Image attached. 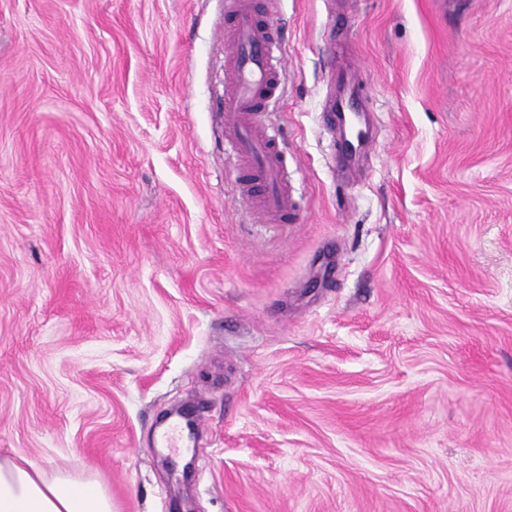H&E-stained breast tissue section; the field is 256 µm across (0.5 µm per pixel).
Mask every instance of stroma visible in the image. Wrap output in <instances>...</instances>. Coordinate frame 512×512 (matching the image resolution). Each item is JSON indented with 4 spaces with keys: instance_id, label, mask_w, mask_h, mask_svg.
<instances>
[{
    "instance_id": "obj_1",
    "label": "stroma",
    "mask_w": 512,
    "mask_h": 512,
    "mask_svg": "<svg viewBox=\"0 0 512 512\" xmlns=\"http://www.w3.org/2000/svg\"><path fill=\"white\" fill-rule=\"evenodd\" d=\"M253 3L295 223L235 193L227 0H0V456L113 512H512V0ZM337 78L349 93L348 100L346 101V99H340L337 102L336 100H333L332 103L328 106V110L329 112L335 113L338 122L343 125V112H346V109H348L350 112L357 113L354 119L357 121L360 127L357 129V132L354 134V136H345L343 142L339 143L340 153L349 159H353L365 153L369 149L372 141H370V135L367 127L364 126L360 121V118L364 113L357 112L359 99L358 96L353 93L355 81L352 77V73L350 71H339L337 73Z\"/></svg>"
}]
</instances>
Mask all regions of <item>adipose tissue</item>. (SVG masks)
Here are the masks:
<instances>
[{
  "instance_id": "1",
  "label": "adipose tissue",
  "mask_w": 512,
  "mask_h": 512,
  "mask_svg": "<svg viewBox=\"0 0 512 512\" xmlns=\"http://www.w3.org/2000/svg\"><path fill=\"white\" fill-rule=\"evenodd\" d=\"M0 512H112V497L94 479L0 458Z\"/></svg>"
}]
</instances>
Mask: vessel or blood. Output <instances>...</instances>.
<instances>
[{
    "instance_id": "obj_1",
    "label": "vessel or blood",
    "mask_w": 512,
    "mask_h": 512,
    "mask_svg": "<svg viewBox=\"0 0 512 512\" xmlns=\"http://www.w3.org/2000/svg\"><path fill=\"white\" fill-rule=\"evenodd\" d=\"M276 38L266 23L250 8L247 0H235L230 40L225 60L224 125L229 128L235 166L239 171L237 189L264 219L281 220L293 215L295 201L286 179V165L274 137L258 119L272 96L284 88L285 74L275 63ZM338 80L349 90L348 99L332 102L330 112L342 115L357 111L351 72L341 71ZM367 127L344 138L341 153L353 159L370 147Z\"/></svg>"
}]
</instances>
